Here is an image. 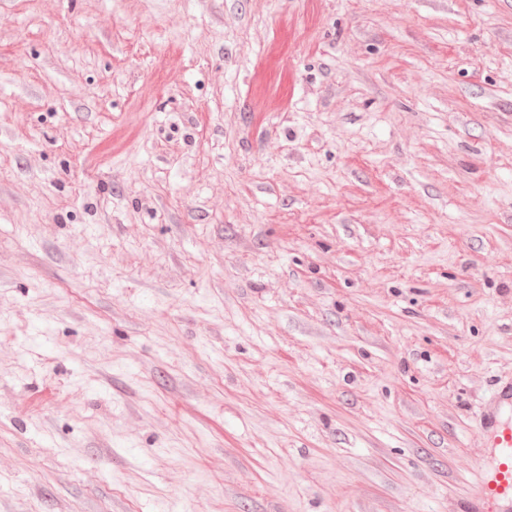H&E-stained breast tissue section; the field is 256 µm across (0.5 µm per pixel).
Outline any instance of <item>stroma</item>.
Wrapping results in <instances>:
<instances>
[{"label":"stroma","mask_w":512,"mask_h":512,"mask_svg":"<svg viewBox=\"0 0 512 512\" xmlns=\"http://www.w3.org/2000/svg\"><path fill=\"white\" fill-rule=\"evenodd\" d=\"M512 380V0H0V512H467Z\"/></svg>","instance_id":"1"}]
</instances>
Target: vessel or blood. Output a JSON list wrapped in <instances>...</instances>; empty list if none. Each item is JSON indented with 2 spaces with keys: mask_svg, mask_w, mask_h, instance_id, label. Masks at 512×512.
<instances>
[{
  "mask_svg": "<svg viewBox=\"0 0 512 512\" xmlns=\"http://www.w3.org/2000/svg\"><path fill=\"white\" fill-rule=\"evenodd\" d=\"M512 384L493 390L483 413L482 428L488 461L478 470L477 496L470 512H512Z\"/></svg>",
  "mask_w": 512,
  "mask_h": 512,
  "instance_id": "1",
  "label": "vessel or blood"
}]
</instances>
